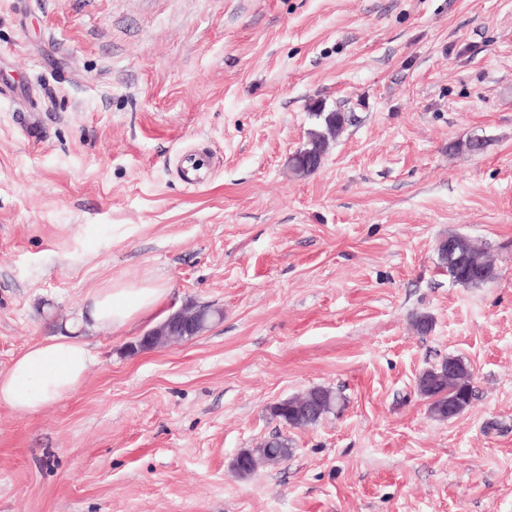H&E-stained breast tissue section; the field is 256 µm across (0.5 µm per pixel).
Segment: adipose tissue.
I'll use <instances>...</instances> for the list:
<instances>
[{
    "instance_id": "obj_1",
    "label": "adipose tissue",
    "mask_w": 512,
    "mask_h": 512,
    "mask_svg": "<svg viewBox=\"0 0 512 512\" xmlns=\"http://www.w3.org/2000/svg\"><path fill=\"white\" fill-rule=\"evenodd\" d=\"M167 294L151 277L115 279L88 295L84 316L90 327L128 331L158 313ZM93 360L87 345L72 338L30 346L0 373V404L25 414L68 398L81 387Z\"/></svg>"
}]
</instances>
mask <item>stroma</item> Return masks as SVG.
<instances>
[{
  "instance_id": "obj_1",
  "label": "stroma",
  "mask_w": 512,
  "mask_h": 512,
  "mask_svg": "<svg viewBox=\"0 0 512 512\" xmlns=\"http://www.w3.org/2000/svg\"><path fill=\"white\" fill-rule=\"evenodd\" d=\"M319 106L352 121L298 177ZM451 234L491 283L449 279ZM144 275L222 318L137 352L152 321L81 326ZM56 336L95 361L0 405V512H512V0H0V372ZM448 357L472 398L440 421L417 381ZM320 386L316 425L272 417ZM452 244L456 255L464 261L462 267L448 261L453 260ZM437 254L440 264L448 268V277L457 285L479 288L495 277V264L485 244H478L468 237L448 235L440 239ZM272 441H265L260 448L244 450L237 456L236 464L238 463L240 468L245 472L240 473L242 476L251 474L252 467L250 461L253 458H261L263 462L272 465H277L288 460L292 454V448L288 438L277 437Z\"/></svg>"
}]
</instances>
